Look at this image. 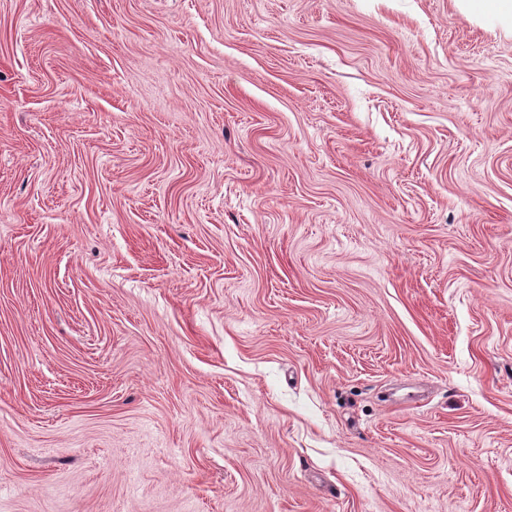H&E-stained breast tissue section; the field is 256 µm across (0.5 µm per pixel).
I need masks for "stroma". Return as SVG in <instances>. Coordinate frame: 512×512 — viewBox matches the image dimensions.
<instances>
[{
    "mask_svg": "<svg viewBox=\"0 0 512 512\" xmlns=\"http://www.w3.org/2000/svg\"><path fill=\"white\" fill-rule=\"evenodd\" d=\"M0 512H512V31L0 0Z\"/></svg>",
    "mask_w": 512,
    "mask_h": 512,
    "instance_id": "obj_1",
    "label": "stroma"
}]
</instances>
